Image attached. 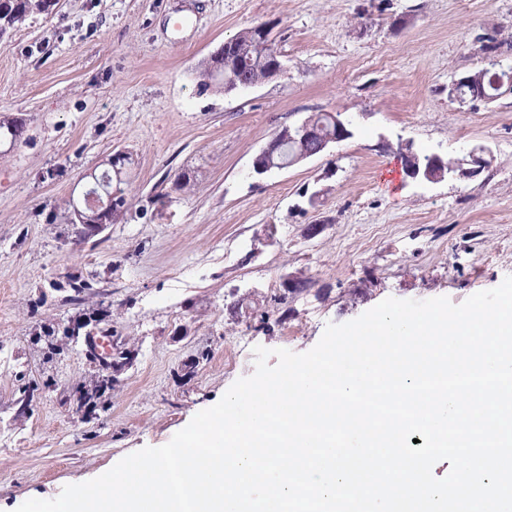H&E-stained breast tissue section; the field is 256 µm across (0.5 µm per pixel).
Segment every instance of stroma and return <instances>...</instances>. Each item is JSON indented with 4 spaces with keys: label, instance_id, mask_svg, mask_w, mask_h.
<instances>
[{
    "label": "stroma",
    "instance_id": "obj_1",
    "mask_svg": "<svg viewBox=\"0 0 512 512\" xmlns=\"http://www.w3.org/2000/svg\"><path fill=\"white\" fill-rule=\"evenodd\" d=\"M257 25L283 74L201 90V62ZM494 32L512 0H60L1 37L0 122L24 133L0 144V512L166 444L255 347L304 353L386 298L459 304L512 275V94L448 96ZM318 112L353 137L253 175ZM405 142L487 165L414 180ZM117 151L122 219L72 223Z\"/></svg>",
    "mask_w": 512,
    "mask_h": 512
}]
</instances>
